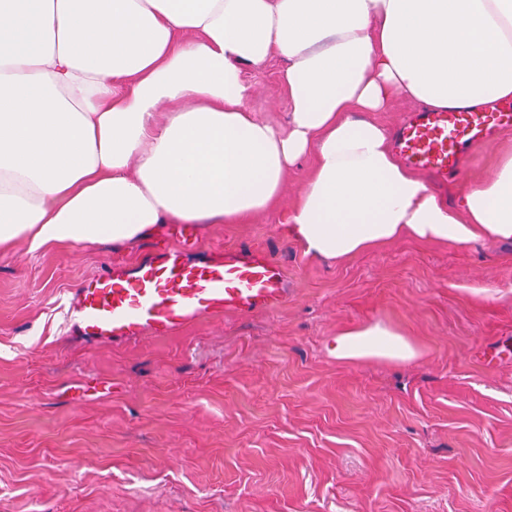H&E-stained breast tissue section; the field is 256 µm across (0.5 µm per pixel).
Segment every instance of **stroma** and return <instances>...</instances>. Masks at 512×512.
Returning a JSON list of instances; mask_svg holds the SVG:
<instances>
[{
    "label": "stroma",
    "mask_w": 512,
    "mask_h": 512,
    "mask_svg": "<svg viewBox=\"0 0 512 512\" xmlns=\"http://www.w3.org/2000/svg\"><path fill=\"white\" fill-rule=\"evenodd\" d=\"M282 65L245 73L250 108L278 128ZM509 145L512 130L467 147L449 203ZM310 166L253 222L189 229L194 258L273 255L288 297L270 310L97 343L71 326L77 288L182 244L184 225L123 248H0V512H512V242L308 255L280 225ZM377 321L417 357L330 355Z\"/></svg>",
    "instance_id": "obj_1"
}]
</instances>
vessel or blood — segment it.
<instances>
[{
	"label": "vessel or blood",
	"mask_w": 512,
	"mask_h": 512,
	"mask_svg": "<svg viewBox=\"0 0 512 512\" xmlns=\"http://www.w3.org/2000/svg\"><path fill=\"white\" fill-rule=\"evenodd\" d=\"M511 128L512 111L505 107L424 108L399 125L394 148L406 166L441 183L462 166L465 146ZM287 295L285 269L267 252L227 247L194 260L182 248L163 246L133 266L82 282L70 319L82 336L112 343L147 332L166 336L227 312L272 308Z\"/></svg>",
	"instance_id": "b4317fda"
}]
</instances>
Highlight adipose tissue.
<instances>
[{"label": "adipose tissue", "instance_id": "ef3b65f1", "mask_svg": "<svg viewBox=\"0 0 512 512\" xmlns=\"http://www.w3.org/2000/svg\"><path fill=\"white\" fill-rule=\"evenodd\" d=\"M284 61L289 121L249 107L246 70ZM512 100V0H0V247L243 224L313 165L286 239L345 260L409 236L512 241V151L458 207L395 156L399 101ZM341 361H409L396 328H350Z\"/></svg>", "mask_w": 512, "mask_h": 512}]
</instances>
